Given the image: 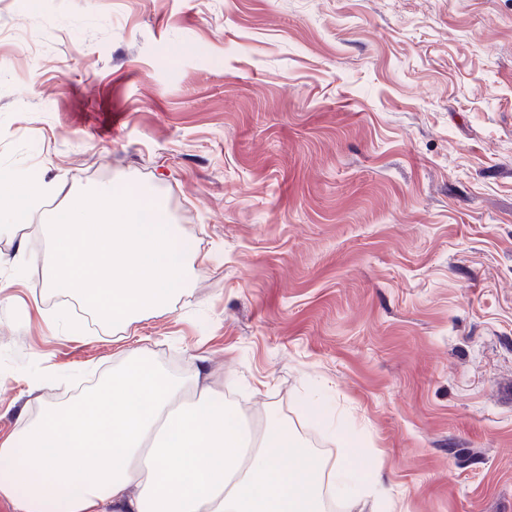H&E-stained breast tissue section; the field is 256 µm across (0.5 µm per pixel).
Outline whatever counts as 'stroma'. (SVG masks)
Here are the masks:
<instances>
[{
    "mask_svg": "<svg viewBox=\"0 0 512 512\" xmlns=\"http://www.w3.org/2000/svg\"><path fill=\"white\" fill-rule=\"evenodd\" d=\"M4 173L147 187L200 261L114 335L1 290L0 439L139 348L324 455L345 419L404 512H512V0H0Z\"/></svg>",
    "mask_w": 512,
    "mask_h": 512,
    "instance_id": "obj_1",
    "label": "stroma"
}]
</instances>
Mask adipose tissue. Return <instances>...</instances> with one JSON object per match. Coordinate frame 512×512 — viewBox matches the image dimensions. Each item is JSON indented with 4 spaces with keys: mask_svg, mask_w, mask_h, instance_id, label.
<instances>
[{
    "mask_svg": "<svg viewBox=\"0 0 512 512\" xmlns=\"http://www.w3.org/2000/svg\"><path fill=\"white\" fill-rule=\"evenodd\" d=\"M380 486L360 458L312 454L276 417L246 421L199 376L143 355L0 441L13 512H332L355 495L397 512Z\"/></svg>",
    "mask_w": 512,
    "mask_h": 512,
    "instance_id": "adipose-tissue-1",
    "label": "adipose tissue"
}]
</instances>
